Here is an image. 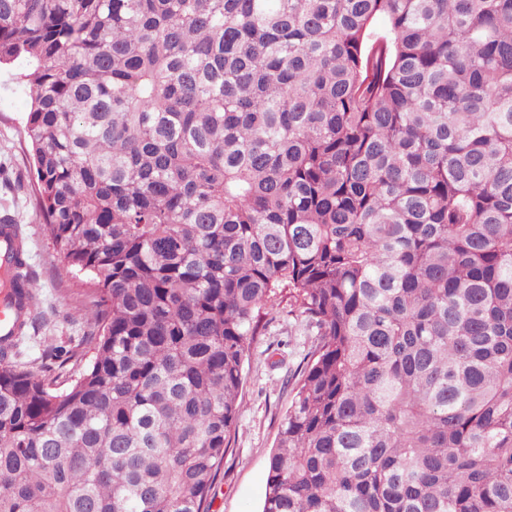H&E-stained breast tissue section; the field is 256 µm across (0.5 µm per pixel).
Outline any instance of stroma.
<instances>
[{
  "label": "stroma",
  "instance_id": "obj_1",
  "mask_svg": "<svg viewBox=\"0 0 512 512\" xmlns=\"http://www.w3.org/2000/svg\"><path fill=\"white\" fill-rule=\"evenodd\" d=\"M19 65L0 67V212L8 211L29 242L28 264L37 285L36 314L17 348L21 368L41 375L55 350L80 347L89 301L84 278L66 274L35 209L34 172L23 130L31 96ZM310 337L276 309L245 366L243 399L231 446L210 492V512H261L270 459L291 402L290 378L301 367Z\"/></svg>",
  "mask_w": 512,
  "mask_h": 512
}]
</instances>
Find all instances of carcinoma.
Returning a JSON list of instances; mask_svg holds the SVG:
<instances>
[{
	"label": "carcinoma",
	"instance_id": "cac0c4a2",
	"mask_svg": "<svg viewBox=\"0 0 512 512\" xmlns=\"http://www.w3.org/2000/svg\"><path fill=\"white\" fill-rule=\"evenodd\" d=\"M17 61L93 292L85 352L0 349V512H209L282 303L262 512H512V0H0Z\"/></svg>",
	"mask_w": 512,
	"mask_h": 512
}]
</instances>
